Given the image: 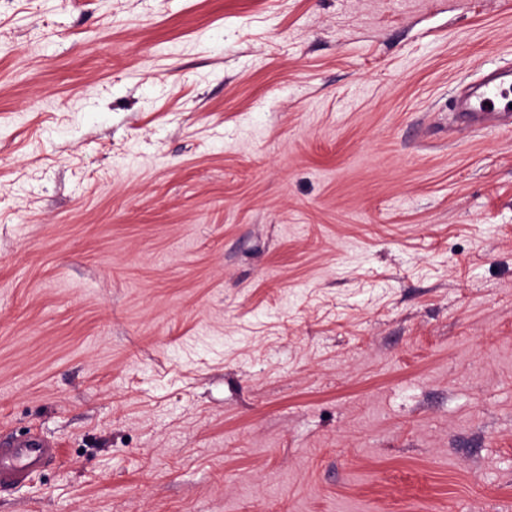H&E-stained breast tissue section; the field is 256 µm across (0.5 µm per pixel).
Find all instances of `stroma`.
<instances>
[{"mask_svg":"<svg viewBox=\"0 0 512 512\" xmlns=\"http://www.w3.org/2000/svg\"><path fill=\"white\" fill-rule=\"evenodd\" d=\"M512 0H0V512H512ZM477 97L480 99L479 107L474 108L471 100L466 101L465 112L458 113L462 118L468 121L483 122L511 117L512 121L511 99H508L507 90L502 87L498 77L485 80L482 84V92ZM485 102H488V105H485ZM489 105H492V108H489ZM57 458V445L27 431L0 438V488L19 487L31 473Z\"/></svg>","mask_w":512,"mask_h":512,"instance_id":"obj_1","label":"stroma"}]
</instances>
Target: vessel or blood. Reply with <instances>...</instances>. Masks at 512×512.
<instances>
[{
  "mask_svg": "<svg viewBox=\"0 0 512 512\" xmlns=\"http://www.w3.org/2000/svg\"><path fill=\"white\" fill-rule=\"evenodd\" d=\"M479 105L465 103L463 117L483 122L512 115V99L499 78L484 81ZM57 457L54 442L37 433L25 432L0 438V488H12L25 483L31 473L45 467Z\"/></svg>",
  "mask_w": 512,
  "mask_h": 512,
  "instance_id": "obj_1",
  "label": "vessel or blood"
}]
</instances>
